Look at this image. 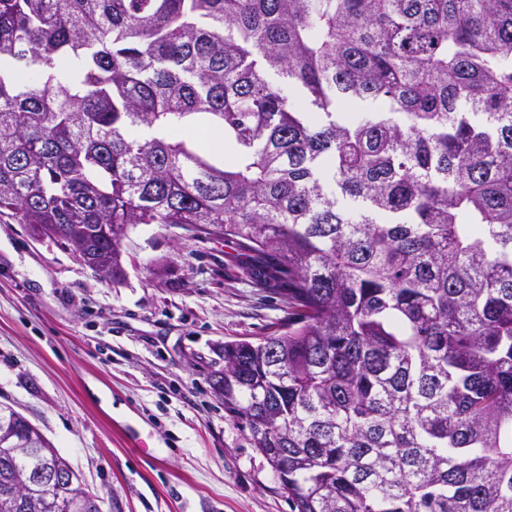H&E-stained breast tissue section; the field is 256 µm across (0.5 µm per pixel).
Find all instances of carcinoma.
I'll use <instances>...</instances> for the list:
<instances>
[{
  "mask_svg": "<svg viewBox=\"0 0 512 512\" xmlns=\"http://www.w3.org/2000/svg\"><path fill=\"white\" fill-rule=\"evenodd\" d=\"M0 216L282 292L213 386L293 512H512V0H0ZM50 465L0 407V512H103Z\"/></svg>",
  "mask_w": 512,
  "mask_h": 512,
  "instance_id": "obj_1",
  "label": "carcinoma"
}]
</instances>
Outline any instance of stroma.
Masks as SVG:
<instances>
[{
    "label": "stroma",
    "mask_w": 512,
    "mask_h": 512,
    "mask_svg": "<svg viewBox=\"0 0 512 512\" xmlns=\"http://www.w3.org/2000/svg\"><path fill=\"white\" fill-rule=\"evenodd\" d=\"M126 278L0 218V406L26 417L103 512H292L212 385L224 344L288 311L235 266L231 244L130 228Z\"/></svg>",
    "instance_id": "35a3bbf8"
}]
</instances>
